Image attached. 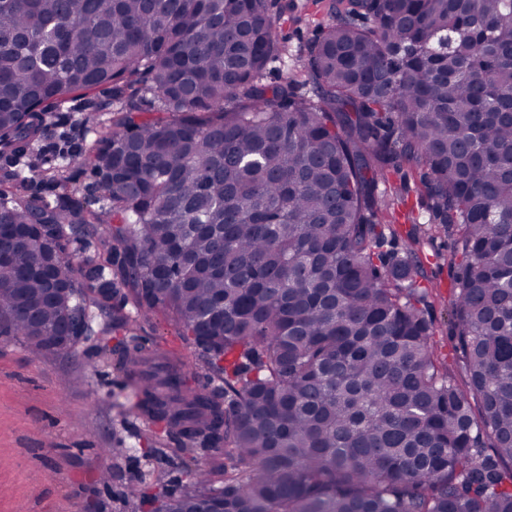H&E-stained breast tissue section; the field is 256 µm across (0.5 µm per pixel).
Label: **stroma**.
I'll return each instance as SVG.
<instances>
[{
  "label": "stroma",
  "mask_w": 512,
  "mask_h": 512,
  "mask_svg": "<svg viewBox=\"0 0 512 512\" xmlns=\"http://www.w3.org/2000/svg\"><path fill=\"white\" fill-rule=\"evenodd\" d=\"M296 11L281 24L288 48L287 68H273L265 80L275 83L285 69L301 65L329 0H295ZM53 117L28 164L53 170L61 155L87 154L91 129L105 113H89L82 101L53 107ZM405 183L407 197L400 208L390 246L401 250L418 228L406 215L420 198L413 169L393 175ZM428 258L426 288L429 316L435 328V348L454 359L451 335L453 270L448 258L452 240L437 233L422 238ZM151 348L154 366L178 360L185 370L199 371L193 346L178 334L174 322L160 313L149 314L128 330ZM117 335L81 339L71 350L33 353L13 336H0V512H128L126 491L140 484L149 469L144 453L108 456L116 438L138 442L145 425L127 402L130 381L115 365L112 349Z\"/></svg>",
  "instance_id": "obj_1"
}]
</instances>
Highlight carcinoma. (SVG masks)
<instances>
[{"mask_svg": "<svg viewBox=\"0 0 512 512\" xmlns=\"http://www.w3.org/2000/svg\"><path fill=\"white\" fill-rule=\"evenodd\" d=\"M288 0H0V154L26 158L48 107L107 86L85 158L51 206L0 180V224L37 237L0 265V336L35 352L161 312L210 386L142 378L149 476L131 512H512V0H331L300 78L264 72ZM488 30L439 52L463 16ZM166 117L138 120L147 95ZM98 175L89 207L64 170ZM421 170L454 237L460 383L434 348L413 238L388 252L389 174ZM45 255L68 293L42 298ZM121 296V304L112 299ZM119 364L149 361L125 336ZM177 448L166 449L165 440ZM490 452H485V449ZM188 479L185 470L173 468L169 469L168 473L162 480L161 485H144L143 490L150 494L160 493L165 495H178L181 485Z\"/></svg>", "mask_w": 512, "mask_h": 512, "instance_id": "carcinoma-1", "label": "carcinoma"}]
</instances>
